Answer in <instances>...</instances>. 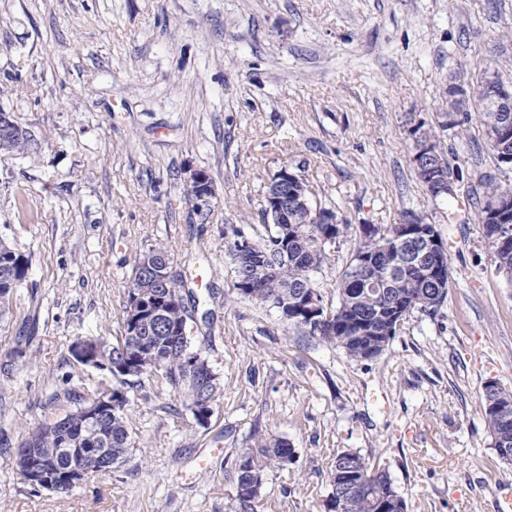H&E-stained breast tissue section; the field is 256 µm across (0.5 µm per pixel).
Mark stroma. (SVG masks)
Returning <instances> with one entry per match:
<instances>
[{"mask_svg":"<svg viewBox=\"0 0 512 512\" xmlns=\"http://www.w3.org/2000/svg\"><path fill=\"white\" fill-rule=\"evenodd\" d=\"M512 83V0H0V109L32 135L0 152V239L29 259L0 315V512H240L235 464L255 431L290 444L254 512H330V467L356 452L407 512H497L512 482L480 411L512 390V276L497 266L471 192L501 171L481 123L485 76ZM465 82L469 123L446 91ZM422 124L456 156L432 198L410 163ZM344 224L313 276L328 311L360 225H434L449 288L407 314L385 351L357 360L288 327L235 287L233 228L252 240L281 167ZM215 197L200 223L187 170ZM163 244L184 286L187 335L218 392L207 424L163 372L122 385L80 364L81 339L123 334L136 253ZM124 386L125 461L71 492L14 465L47 395L92 402Z\"/></svg>","mask_w":512,"mask_h":512,"instance_id":"stroma-1","label":"stroma"}]
</instances>
